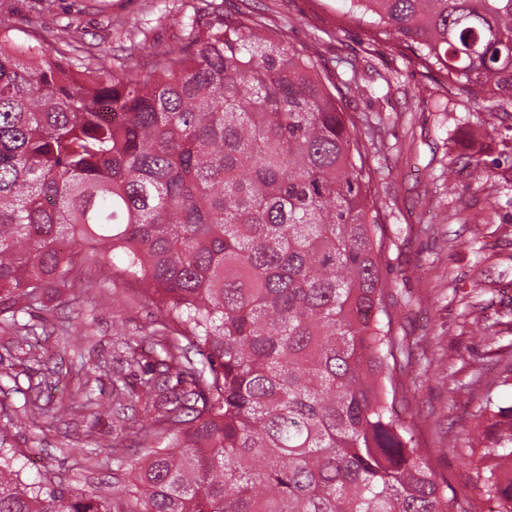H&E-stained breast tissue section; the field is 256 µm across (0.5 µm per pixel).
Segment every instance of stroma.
Here are the masks:
<instances>
[{"label": "stroma", "instance_id": "stroma-1", "mask_svg": "<svg viewBox=\"0 0 512 512\" xmlns=\"http://www.w3.org/2000/svg\"><path fill=\"white\" fill-rule=\"evenodd\" d=\"M194 0H55L38 13L32 0H6L18 36L57 45L67 27L85 35L97 62L111 69L150 66L155 50L182 42L175 15ZM228 13L250 12L270 30L287 29L296 48L318 43L322 67L343 92L342 106L368 148L369 192L380 213V265L402 350L392 362L394 409L412 426L418 447L477 512H493L482 497L478 462L465 438L476 423L484 389L473 375L490 361L486 336L512 344V103L493 111L448 93L397 40H374L366 20L345 0H223ZM446 102L447 111L437 108ZM480 162L484 184L467 166ZM483 210L488 222L473 240L464 218ZM75 300L50 303L29 316L40 341L30 360L23 333L0 327V426L25 403L42 406L76 391V365L91 367L88 385L111 393L122 337L146 335L157 311L141 288L116 277L107 261L86 266ZM125 446L124 469L109 444ZM16 464L31 480L92 489L126 488L142 448L131 422L93 419L73 409L61 417L21 418L8 430Z\"/></svg>", "mask_w": 512, "mask_h": 512}]
</instances>
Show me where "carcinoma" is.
Wrapping results in <instances>:
<instances>
[{
    "label": "carcinoma",
    "mask_w": 512,
    "mask_h": 512,
    "mask_svg": "<svg viewBox=\"0 0 512 512\" xmlns=\"http://www.w3.org/2000/svg\"><path fill=\"white\" fill-rule=\"evenodd\" d=\"M143 72L14 35L0 13V315L82 288L89 246L163 313L157 359L94 418L143 406L129 497L26 483L0 512H472L389 403L392 314L367 148L316 55L216 0ZM487 111L512 102V0H348ZM512 361L470 453L512 512Z\"/></svg>",
    "instance_id": "1"
}]
</instances>
